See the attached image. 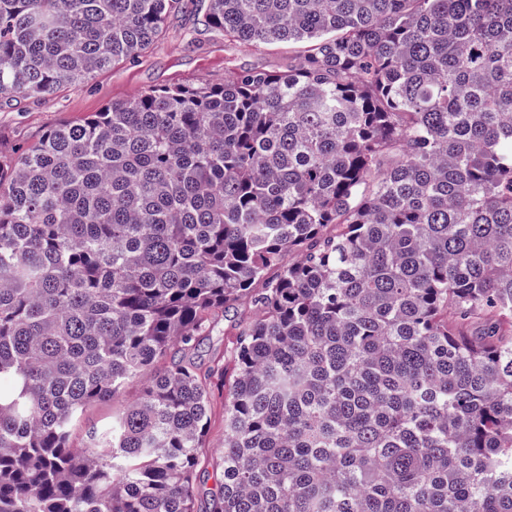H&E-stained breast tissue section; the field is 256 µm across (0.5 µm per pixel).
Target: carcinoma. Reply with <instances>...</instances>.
I'll list each match as a JSON object with an SVG mask.
<instances>
[{"mask_svg":"<svg viewBox=\"0 0 512 512\" xmlns=\"http://www.w3.org/2000/svg\"><path fill=\"white\" fill-rule=\"evenodd\" d=\"M181 2L0 0V99L139 57ZM203 22L314 48L0 161V512H195L212 372L188 352L246 297L213 512H512V0ZM143 388V382L135 380L130 382L123 392L112 401L98 402L88 405L82 412L79 422L74 428L71 444L73 448L81 450L88 444L86 431L88 428L101 430L112 423V415L137 398Z\"/></svg>","mask_w":512,"mask_h":512,"instance_id":"obj_1","label":"carcinoma"}]
</instances>
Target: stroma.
<instances>
[{"mask_svg":"<svg viewBox=\"0 0 512 512\" xmlns=\"http://www.w3.org/2000/svg\"><path fill=\"white\" fill-rule=\"evenodd\" d=\"M202 16L199 0H183L182 9L169 17L163 36L139 58L96 73L77 89L63 87L41 99L1 100L0 158L13 157L20 147L61 122L81 120L102 111L112 100L132 98L152 88L197 80L220 84L229 68H258L282 73L289 66L298 64L309 49L305 42L247 47L227 41L222 35L207 31L201 23ZM255 315L256 311L249 303H241L221 319L192 352L201 370L215 372L210 387L211 412L202 450L205 464L199 468L196 479L200 512H208L211 507L212 496L222 475L224 400L235 376V369L224 352L233 340L238 321ZM142 388V382L135 380L113 400L88 405L74 428L73 448H85L87 429L108 427L113 414L137 398Z\"/></svg>","mask_w":512,"mask_h":512,"instance_id":"35a3bbf8","label":"stroma"}]
</instances>
